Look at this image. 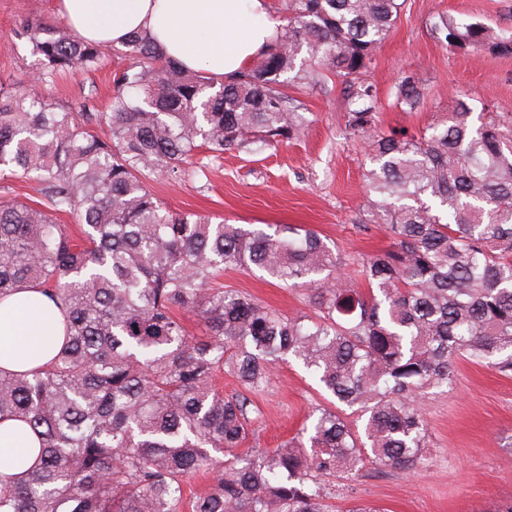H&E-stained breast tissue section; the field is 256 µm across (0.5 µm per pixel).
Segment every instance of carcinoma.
Wrapping results in <instances>:
<instances>
[{"mask_svg": "<svg viewBox=\"0 0 512 512\" xmlns=\"http://www.w3.org/2000/svg\"><path fill=\"white\" fill-rule=\"evenodd\" d=\"M402 6L284 0L275 47L218 84L137 34L113 75L104 138L92 130L97 114L57 111L37 90L98 68L101 46L59 26L22 27L38 79L30 90L0 85V178L33 180L48 209L0 203V298L35 283L66 329L41 368L0 369V421L21 420L40 442L32 475L0 487V512H330L332 478L353 481L369 465L426 468L420 400L453 388L458 360L512 375V113L475 125L459 98L419 135L378 129L376 91L360 75ZM437 30L451 48L512 55V33L450 16ZM329 74L351 88L345 131L372 156L362 223L392 239L363 260L360 282L339 274L310 229L215 224L154 196L152 177L181 178L199 148L218 156L303 135L307 120L283 86L313 90ZM394 96L412 112L431 93L406 74ZM58 213L77 217L79 239ZM224 267L315 290L321 315L288 318L210 287ZM291 360L364 418L362 430L320 408L279 447H245L256 422L249 395ZM224 374L244 392L224 394ZM198 473L210 486L185 495Z\"/></svg>", "mask_w": 512, "mask_h": 512, "instance_id": "carcinoma-1", "label": "carcinoma"}]
</instances>
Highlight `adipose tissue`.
<instances>
[{
    "instance_id": "1",
    "label": "adipose tissue",
    "mask_w": 512,
    "mask_h": 512,
    "mask_svg": "<svg viewBox=\"0 0 512 512\" xmlns=\"http://www.w3.org/2000/svg\"><path fill=\"white\" fill-rule=\"evenodd\" d=\"M65 26L101 46L144 32L183 68L214 81L248 67L275 43L279 24L268 0H54ZM63 312L39 287L0 299V369L46 364L63 344ZM39 462V442L26 425L0 423V472L26 476Z\"/></svg>"
}]
</instances>
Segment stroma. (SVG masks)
I'll use <instances>...</instances> for the list:
<instances>
[{
	"instance_id": "35a3bbf8",
	"label": "stroma",
	"mask_w": 512,
	"mask_h": 512,
	"mask_svg": "<svg viewBox=\"0 0 512 512\" xmlns=\"http://www.w3.org/2000/svg\"><path fill=\"white\" fill-rule=\"evenodd\" d=\"M443 16L512 31V0H406L363 74L377 92L382 130L419 133L444 121L461 95L472 114L512 112V57L445 46L434 29ZM28 21L59 24L53 0H0V82L20 88L31 85L35 71L25 42L15 36ZM104 54L97 69L63 74L41 94L66 109L85 105L105 112L119 58L113 46ZM405 74L431 90L414 112L394 104V86ZM286 93L309 121L303 137L275 148L228 150L218 158L197 155L187 175L177 181L156 176L151 190L170 210L216 223L306 226L339 254L344 274L356 276L362 257L387 248L390 238L379 225L366 231L360 224L372 162L364 145L345 133V85L331 76L323 88L290 86ZM216 284L250 293L289 318L320 311L314 291L287 287L256 269H225ZM254 402L253 444L268 449L294 436L315 408L327 404L317 380L297 362L274 369ZM422 413L430 435L427 468L414 475L370 470L355 481L336 482L335 512H347L355 502L383 512H480L488 501H512V377L458 361L453 390L430 391Z\"/></svg>"
}]
</instances>
